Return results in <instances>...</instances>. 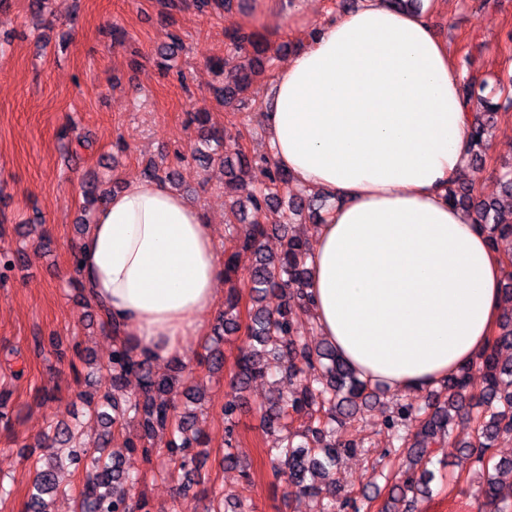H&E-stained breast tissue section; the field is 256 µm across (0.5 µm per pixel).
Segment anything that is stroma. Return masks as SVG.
Returning <instances> with one entry per match:
<instances>
[{
	"instance_id": "1",
	"label": "stroma",
	"mask_w": 512,
	"mask_h": 512,
	"mask_svg": "<svg viewBox=\"0 0 512 512\" xmlns=\"http://www.w3.org/2000/svg\"><path fill=\"white\" fill-rule=\"evenodd\" d=\"M423 0L437 31L448 42L456 75L488 81L512 78V0ZM261 0H231L230 8L199 12L193 0H51L52 25L40 45L32 28L28 0L0 6V252L24 251L26 270L0 282V389L10 390L14 405L9 430H0V512H23L34 469L31 448L57 422L81 414L77 377L90 379L92 390H112V375L102 369L113 346L107 328L93 321L76 300L72 264L80 236L83 184L99 177L103 184L142 177L148 161L166 160L180 189L199 203L220 248L244 234L245 222L232 216L225 194V164L237 146L249 155L266 154L261 121L272 75L257 78L247 92V108L237 111L216 97L215 58H231L226 38L232 28H246ZM180 37V75L162 73L157 52ZM197 110L209 112L218 128L240 131L226 142L223 161L203 163L193 148L200 141L187 123ZM492 146L483 165H468L462 179L483 198L501 195L498 170L512 161V100L501 98L488 129ZM43 224L52 244L43 248L36 235L21 236L19 224ZM220 343L222 372L208 373L199 356L204 345ZM247 328L204 344L193 343L183 361V387L204 382L206 402L195 426L205 444L199 449L201 484L182 492L163 481L168 436L152 439V459L141 452L123 455V468L134 477V496L145 497L151 512H207L212 493L231 500L251 498L256 512H319L316 497L295 495L274 475L267 451L281 441L279 431L264 428L260 404L288 395L287 380L270 361L266 379L245 391L232 385L236 359L252 345ZM242 400L234 462L224 460V405ZM394 405L380 398L365 409L348 437L364 448L342 456L336 478L343 495L360 512H378L388 496L401 461L392 456L398 441L383 425ZM475 423L455 419L453 446L433 448V468L448 486L433 491L417 512H487L478 497L480 482L473 459L459 452L470 441Z\"/></svg>"
}]
</instances>
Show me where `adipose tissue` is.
Wrapping results in <instances>:
<instances>
[{"instance_id":"adipose-tissue-1","label":"adipose tissue","mask_w":512,"mask_h":512,"mask_svg":"<svg viewBox=\"0 0 512 512\" xmlns=\"http://www.w3.org/2000/svg\"><path fill=\"white\" fill-rule=\"evenodd\" d=\"M280 22L313 39L276 71L262 120L273 162L332 202L306 261L317 331L361 379L431 392L492 347L512 268L448 203L471 122L448 44L388 0L321 23L293 0ZM77 250L85 292L155 362L206 335L224 262L200 205L127 180Z\"/></svg>"}]
</instances>
